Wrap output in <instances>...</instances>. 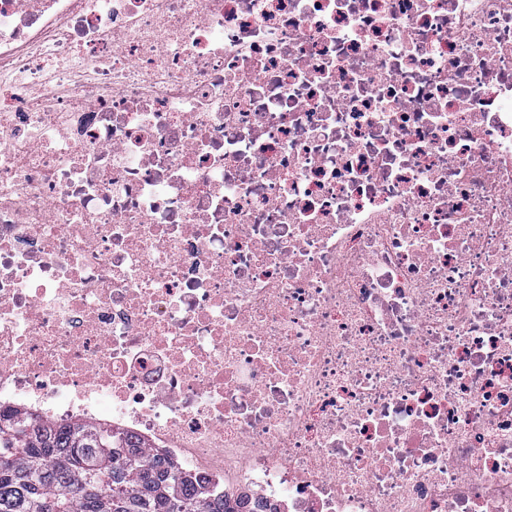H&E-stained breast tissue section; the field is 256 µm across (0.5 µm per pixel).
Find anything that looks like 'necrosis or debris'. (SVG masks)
Masks as SVG:
<instances>
[{
	"mask_svg": "<svg viewBox=\"0 0 512 512\" xmlns=\"http://www.w3.org/2000/svg\"><path fill=\"white\" fill-rule=\"evenodd\" d=\"M0 406L512 512V0H0Z\"/></svg>",
	"mask_w": 512,
	"mask_h": 512,
	"instance_id": "4bbe7bcc",
	"label": "necrosis or debris"
}]
</instances>
